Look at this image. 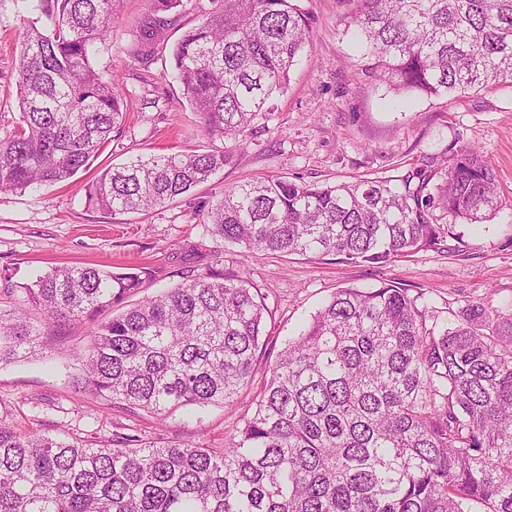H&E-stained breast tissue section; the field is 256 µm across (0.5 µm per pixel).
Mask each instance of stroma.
I'll return each instance as SVG.
<instances>
[{"label": "stroma", "instance_id": "35a3bbf8", "mask_svg": "<svg viewBox=\"0 0 512 512\" xmlns=\"http://www.w3.org/2000/svg\"><path fill=\"white\" fill-rule=\"evenodd\" d=\"M311 19L308 43L287 89L269 114L257 116L244 140H221L230 155L219 179L147 212L104 215L84 205L87 184L103 169L137 156L210 149L181 85L161 64L143 68L133 54V32L148 14L147 0H120L94 63L115 78L127 97L121 134L95 156L89 169L67 182L22 193H0V301L13 286L61 264L112 270L149 267L155 289L171 288L205 273L209 253L224 250V271L246 272L267 307L265 348L255 386L289 338L343 288L388 286L421 291L436 316L447 318L474 301L512 311V86L500 85L455 99L395 94L366 68L350 40L352 0H300ZM23 22L16 0H0V113L18 110L15 62ZM473 145L494 168L509 205L481 223L457 221L441 250L384 264L351 263L335 256L309 259L218 245L197 212L228 186L267 178L331 184L373 178L403 179L422 160L443 165ZM54 369L36 364L0 367V418L112 446L140 442L223 447L250 416V396L234 405L179 410L160 422L75 391L67 366L70 342L49 346Z\"/></svg>", "mask_w": 512, "mask_h": 512}]
</instances>
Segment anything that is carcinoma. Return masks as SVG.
Listing matches in <instances>:
<instances>
[{
  "instance_id": "1",
  "label": "carcinoma",
  "mask_w": 512,
  "mask_h": 512,
  "mask_svg": "<svg viewBox=\"0 0 512 512\" xmlns=\"http://www.w3.org/2000/svg\"><path fill=\"white\" fill-rule=\"evenodd\" d=\"M18 116L0 137V192L65 182L121 130L119 83L94 67L119 0H20ZM143 63L182 85L207 136L238 140L288 85L310 28L299 0H209L170 54L183 0H149ZM374 76L398 92L463 96L512 85V0H357ZM222 149L103 170L86 207L145 212L224 170ZM274 178L226 187L199 223L251 251L383 264L445 248L434 212L479 222L507 205L484 155L462 148L436 191ZM208 270L135 304L149 269L55 266L0 308V365L43 357L84 326L75 389L159 421L228 406L253 381L266 306L247 274ZM443 321L424 293L344 288L288 341L224 448L95 447L0 420V512H512V312L481 302Z\"/></svg>"
}]
</instances>
